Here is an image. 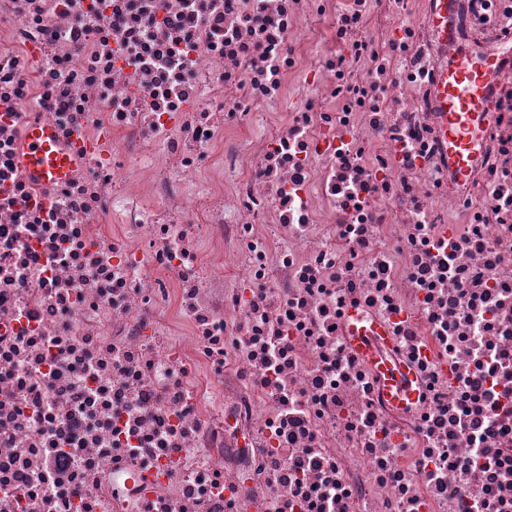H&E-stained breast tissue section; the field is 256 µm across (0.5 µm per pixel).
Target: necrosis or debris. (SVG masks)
Segmentation results:
<instances>
[{
  "mask_svg": "<svg viewBox=\"0 0 512 512\" xmlns=\"http://www.w3.org/2000/svg\"><path fill=\"white\" fill-rule=\"evenodd\" d=\"M0 0V512H512V0ZM53 128L77 165L20 161ZM512 54L475 55L466 48L441 68L439 106L448 112V159L459 177L467 174L496 93L512 81ZM22 163L34 178L49 175L64 179L69 173L70 160L59 151L56 138L48 126H36L26 134Z\"/></svg>",
  "mask_w": 512,
  "mask_h": 512,
  "instance_id": "4bbe7bcc",
  "label": "necrosis or debris"
}]
</instances>
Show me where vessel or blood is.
I'll return each instance as SVG.
<instances>
[{"mask_svg": "<svg viewBox=\"0 0 512 512\" xmlns=\"http://www.w3.org/2000/svg\"><path fill=\"white\" fill-rule=\"evenodd\" d=\"M512 81V54L477 55L460 49L441 68L439 106L448 114V159L465 176L496 93ZM22 163L36 178L67 176L71 163L59 151L50 127L36 126L26 134Z\"/></svg>", "mask_w": 512, "mask_h": 512, "instance_id": "vessel-or-blood-1", "label": "vessel or blood"}]
</instances>
